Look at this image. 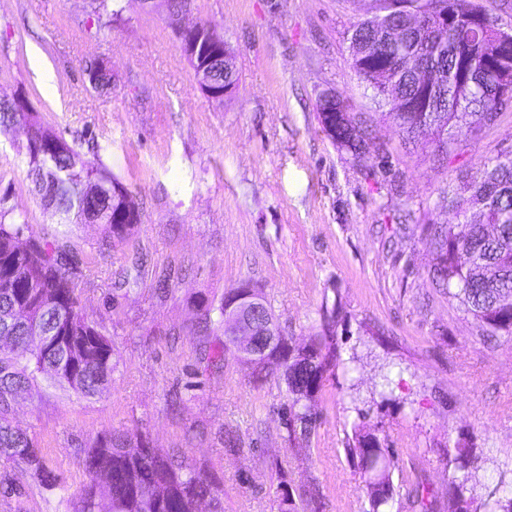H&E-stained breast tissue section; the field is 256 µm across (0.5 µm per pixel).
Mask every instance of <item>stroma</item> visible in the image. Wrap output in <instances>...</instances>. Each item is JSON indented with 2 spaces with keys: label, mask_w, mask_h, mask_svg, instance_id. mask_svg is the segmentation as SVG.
<instances>
[{
  "label": "stroma",
  "mask_w": 512,
  "mask_h": 512,
  "mask_svg": "<svg viewBox=\"0 0 512 512\" xmlns=\"http://www.w3.org/2000/svg\"><path fill=\"white\" fill-rule=\"evenodd\" d=\"M123 4L108 30L89 0H0V96L24 89L66 140L93 141L85 159L112 171L142 213L120 243L104 224L62 230L31 192L16 151L23 129L0 134V197L27 235L77 256L76 292L118 360L95 395L42 380L16 399L15 425L61 482L46 490L25 478L0 512H67L88 481V446L115 430L148 436L161 454L183 449L186 468L207 465L224 512H279L283 481L317 489L320 512H368L344 453L358 425L395 452L390 512H420L407 496L419 483L446 504L462 445L475 448L480 480L496 484L498 463L512 461V336H487L433 284L426 226L465 232L439 192L512 151V103L476 140L436 156L378 118L350 65V30L374 0H193L189 23L210 25L235 57L236 86L219 107L199 89L165 0ZM101 58L115 73L106 96L86 75ZM329 90L373 114L382 153L358 160L332 141L317 110ZM137 253L138 287L114 291ZM165 269L174 277L160 298ZM245 283L296 345L334 320L339 360L310 402L319 424L309 438L289 441L277 379L254 385L231 356L222 371L197 372L198 298ZM227 436L240 454L225 452Z\"/></svg>",
  "instance_id": "obj_1"
}]
</instances>
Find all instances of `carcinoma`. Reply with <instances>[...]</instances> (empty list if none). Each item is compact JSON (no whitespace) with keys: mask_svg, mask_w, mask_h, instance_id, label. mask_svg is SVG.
Wrapping results in <instances>:
<instances>
[{"mask_svg":"<svg viewBox=\"0 0 512 512\" xmlns=\"http://www.w3.org/2000/svg\"><path fill=\"white\" fill-rule=\"evenodd\" d=\"M93 14L104 28L122 19L124 7L116 0H91ZM473 0H455L459 19L449 29L435 28L421 19L448 0H375L374 13L357 21L350 36V61L359 79L368 84L402 138L441 151L451 141L473 139L493 125L504 106L503 84L497 72L482 63L498 54L491 29H475L467 19ZM224 37L209 25L188 40L181 50L198 75L197 84L208 99L224 101ZM94 88L112 92V64L92 62ZM331 139L356 158L380 150L367 133V117L336 112ZM16 126L26 129V144L19 149L32 177V192L54 211L60 224H107L112 239H126L141 213L126 186L104 166L83 157L31 105L24 89L12 98H0V132ZM458 184L439 192L440 205L451 211H476L477 219L463 235L450 224L428 225L438 263L432 279L448 289V298L490 336H512V157H500L483 168L461 174ZM12 211L0 206V324L16 308H27V322L37 323L45 338L61 339L41 346L30 335L27 322L11 323L13 348L0 347V500L9 501L28 475L45 489L59 485V476L42 449L26 431L13 424L11 399L19 391L48 378L62 388L84 396L97 393L112 378L118 360L111 340L88 320L73 287L79 259L48 240L24 237V227L6 222ZM237 294L264 297L242 285L219 301L205 302L208 317L202 329L224 326V302ZM233 352L224 339L204 346L199 364L205 371L224 368ZM333 323L326 320L322 334L301 348L282 344L267 358L250 365L255 382L280 375L288 393V441L296 427L307 435L318 421L307 404L336 365ZM455 469L463 472L448 482V512H474L472 491L480 483L472 448H455ZM357 466L367 489L371 512H382L393 499L394 450L359 427L345 449ZM89 482L69 500L70 512H99L102 499L108 512H193L204 503L210 512H224V489L208 470L187 471L179 454L161 456L141 435L114 431L93 441L85 452ZM484 512H512V495L503 481L488 489Z\"/></svg>","mask_w":512,"mask_h":512,"instance_id":"1","label":"carcinoma"}]
</instances>
